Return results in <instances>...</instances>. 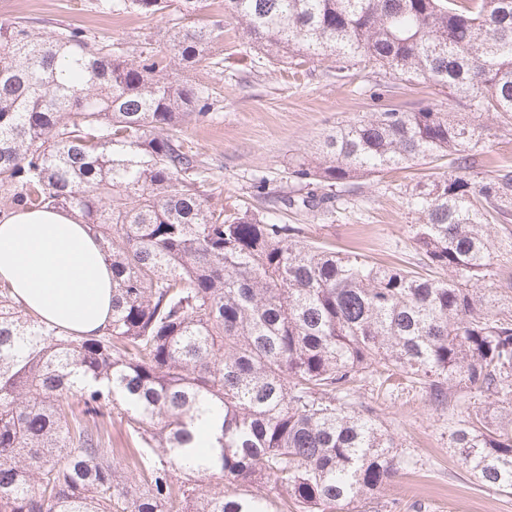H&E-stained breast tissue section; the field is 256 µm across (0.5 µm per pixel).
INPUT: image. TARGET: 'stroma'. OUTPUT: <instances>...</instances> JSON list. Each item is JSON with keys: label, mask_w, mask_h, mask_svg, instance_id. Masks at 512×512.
<instances>
[{"label": "stroma", "mask_w": 512, "mask_h": 512, "mask_svg": "<svg viewBox=\"0 0 512 512\" xmlns=\"http://www.w3.org/2000/svg\"><path fill=\"white\" fill-rule=\"evenodd\" d=\"M98 2L0 0V20L23 17L41 33L80 28L100 41L122 46L131 56L144 40L158 48L164 45L166 18L103 11ZM198 15L222 21L223 33L211 53L223 65L186 68L181 77L189 85L209 87L223 107L207 121L184 124L182 136L212 163L220 201L252 205L249 186L256 175L265 176L273 189H286L293 160L314 151L324 133L359 115L388 108L414 112L430 105L482 126L486 142L473 158L475 186L512 172V123L449 102L446 89L427 81H386L359 65L343 70L330 58L259 68L254 64L256 48L242 25L225 15L224 0H200ZM431 172L430 165L422 164L358 179L347 186L331 214L316 217L291 209L282 220L304 225L309 240L339 252L355 251L381 266L426 274L430 268L415 244L417 217L407 199L417 183L429 181ZM490 243L492 270L474 288L491 312L512 313V217L491 226ZM359 397L415 460L414 467L366 500L362 512H512V494L483 487L460 465L450 446L454 422L479 405L480 396L459 387L441 406L415 387L391 392L368 384Z\"/></svg>", "instance_id": "obj_1"}]
</instances>
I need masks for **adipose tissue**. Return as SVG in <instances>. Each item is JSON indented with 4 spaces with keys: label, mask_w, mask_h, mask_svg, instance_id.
I'll use <instances>...</instances> for the list:
<instances>
[{
    "label": "adipose tissue",
    "mask_w": 512,
    "mask_h": 512,
    "mask_svg": "<svg viewBox=\"0 0 512 512\" xmlns=\"http://www.w3.org/2000/svg\"><path fill=\"white\" fill-rule=\"evenodd\" d=\"M0 283L45 322L79 336L112 318V268L86 225L64 211H19L0 221Z\"/></svg>",
    "instance_id": "adipose-tissue-1"
}]
</instances>
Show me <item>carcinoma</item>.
<instances>
[{
    "mask_svg": "<svg viewBox=\"0 0 512 512\" xmlns=\"http://www.w3.org/2000/svg\"><path fill=\"white\" fill-rule=\"evenodd\" d=\"M199 0H110L173 19L134 59L78 28L0 21V209L70 213L112 267L98 336L46 324L0 284V512H355L414 459L357 399L368 382L463 386L492 400L450 447L483 486L512 493V315L482 311L512 174L477 188L481 128L425 107L369 112L292 166L258 205L204 194L214 173L179 136L218 110L179 70L218 67ZM270 63L337 58L422 78L473 112L512 119V0H224ZM191 24H186V21ZM451 157L408 207L427 265L380 267L304 239L286 207L331 212L369 175ZM136 447H109L112 414ZM218 416L208 457L196 422ZM245 492H224V484Z\"/></svg>",
    "mask_w": 512,
    "mask_h": 512,
    "instance_id": "1",
    "label": "carcinoma"
}]
</instances>
